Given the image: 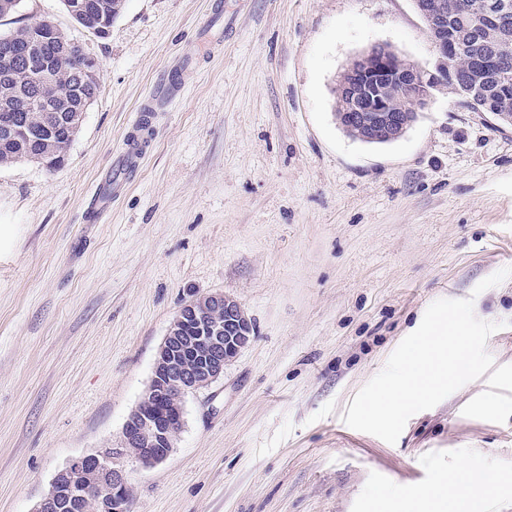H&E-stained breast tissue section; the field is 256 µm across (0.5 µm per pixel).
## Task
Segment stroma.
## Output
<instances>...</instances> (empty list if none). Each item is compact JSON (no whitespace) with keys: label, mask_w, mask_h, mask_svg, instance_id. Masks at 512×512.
Masks as SVG:
<instances>
[{"label":"stroma","mask_w":512,"mask_h":512,"mask_svg":"<svg viewBox=\"0 0 512 512\" xmlns=\"http://www.w3.org/2000/svg\"><path fill=\"white\" fill-rule=\"evenodd\" d=\"M83 43L99 89L63 167H0V512H33L74 457L115 447L170 323L221 292L249 344L185 400L169 458L116 456L131 512H389L465 462L512 473V126L439 95L399 140L336 119L347 62L379 43L422 63L413 0H126ZM177 74L175 99L164 98ZM156 99L144 160L85 223L100 174ZM473 298L493 366L396 443L342 420L442 298Z\"/></svg>","instance_id":"1"}]
</instances>
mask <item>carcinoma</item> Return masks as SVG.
<instances>
[{"instance_id":"carcinoma-1","label":"carcinoma","mask_w":512,"mask_h":512,"mask_svg":"<svg viewBox=\"0 0 512 512\" xmlns=\"http://www.w3.org/2000/svg\"><path fill=\"white\" fill-rule=\"evenodd\" d=\"M83 10L72 15L82 28L104 34L124 8V0H82ZM448 3V40L457 44L462 69L469 62L496 59L493 34L481 33L474 18L482 0H444ZM71 40L53 23L41 21L0 36V166L18 161H47L56 170L65 162L77 138L84 114L94 100L98 85H81L75 71L85 62L78 40L72 44L68 69L49 74L39 70L41 61L52 58ZM473 93L463 100L475 112L512 115V71L503 80L498 69L471 71Z\"/></svg>"}]
</instances>
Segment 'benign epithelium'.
Wrapping results in <instances>:
<instances>
[{"mask_svg":"<svg viewBox=\"0 0 512 512\" xmlns=\"http://www.w3.org/2000/svg\"><path fill=\"white\" fill-rule=\"evenodd\" d=\"M432 44L429 61L391 68L365 53L346 66L349 80L339 93L351 102L347 127L366 140L398 136L405 122L396 103L416 97L429 104L437 95L469 84L468 73L452 66L459 56L448 40V15L438 0H415ZM494 20L499 38L509 39V19L496 0H486L478 26ZM253 325L242 306L222 293L196 294L176 314L161 343L151 380L127 418L117 447L145 467L171 455L185 421V397L209 388L249 343ZM114 452L75 457L53 478L34 512H129L130 486Z\"/></svg>","mask_w":512,"mask_h":512,"instance_id":"obj_1","label":"benign epithelium"}]
</instances>
